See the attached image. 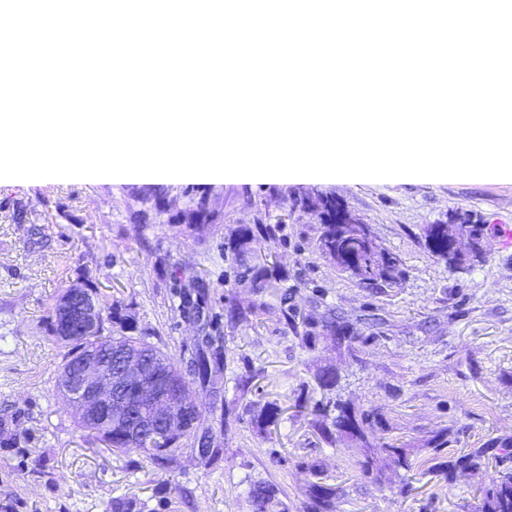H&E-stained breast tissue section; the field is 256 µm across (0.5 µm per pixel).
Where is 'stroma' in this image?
I'll return each mask as SVG.
<instances>
[{
  "mask_svg": "<svg viewBox=\"0 0 512 512\" xmlns=\"http://www.w3.org/2000/svg\"><path fill=\"white\" fill-rule=\"evenodd\" d=\"M326 195L400 255L404 280L366 288L320 253L317 211L293 202ZM194 198L206 199L215 231H197L187 214ZM464 217L494 230L482 262L452 267L430 253L425 233ZM259 221L276 228V241L253 244L270 255L276 285L256 294L237 286L224 244ZM509 229L512 179L0 182V419L20 418L29 430L18 447H0V512H112L118 499L135 512H252L248 491L267 481L284 488L286 512H305L303 464L312 459L322 483L342 490L336 512H474L479 485L491 484L497 467L443 484L379 460L381 487L361 474L356 448L322 440L295 405L319 399L314 376L332 367L337 395L380 409L391 437L415 457L446 427L462 448L512 431ZM86 270L105 303L181 368L208 336L222 337L224 381L197 392L218 459L199 457L188 441L159 470L141 452L113 451L78 427L56 391L61 357L51 320L58 296ZM284 293L301 314L335 310L366 344L354 357L326 341L303 351L278 323ZM184 294L186 311L178 307ZM228 297L250 309L247 322L225 319ZM371 314L382 325L369 327ZM265 402L283 409L267 433L253 422L255 404ZM405 483L412 491L403 497Z\"/></svg>",
  "mask_w": 512,
  "mask_h": 512,
  "instance_id": "obj_1",
  "label": "stroma"
}]
</instances>
